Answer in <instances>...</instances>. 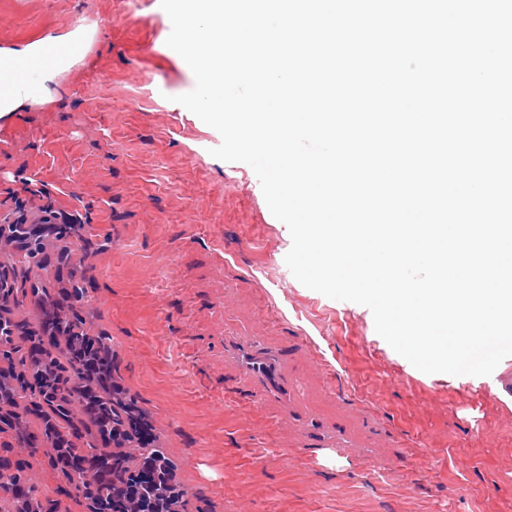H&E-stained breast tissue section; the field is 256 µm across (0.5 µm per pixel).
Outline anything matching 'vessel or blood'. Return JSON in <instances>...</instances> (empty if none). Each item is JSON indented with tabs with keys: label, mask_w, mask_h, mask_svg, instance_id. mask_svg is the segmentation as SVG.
Listing matches in <instances>:
<instances>
[{
	"label": "vessel or blood",
	"mask_w": 512,
	"mask_h": 512,
	"mask_svg": "<svg viewBox=\"0 0 512 512\" xmlns=\"http://www.w3.org/2000/svg\"><path fill=\"white\" fill-rule=\"evenodd\" d=\"M224 356L237 366L250 385L256 386L253 405L278 404L294 414L308 447L341 453L353 446L345 424L326 425L310 414L299 412L296 400L303 391V381L300 374L290 368L286 355L257 341L245 340L226 345Z\"/></svg>",
	"instance_id": "b4317fda"
}]
</instances>
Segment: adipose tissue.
Here are the masks:
<instances>
[{
  "instance_id": "adipose-tissue-1",
  "label": "adipose tissue",
  "mask_w": 512,
  "mask_h": 512,
  "mask_svg": "<svg viewBox=\"0 0 512 512\" xmlns=\"http://www.w3.org/2000/svg\"><path fill=\"white\" fill-rule=\"evenodd\" d=\"M86 36L46 35L19 48H0V116L50 97L56 76L83 54Z\"/></svg>"
}]
</instances>
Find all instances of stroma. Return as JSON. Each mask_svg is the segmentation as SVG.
Returning a JSON list of instances; mask_svg holds the SVG:
<instances>
[{"instance_id":"35a3bbf8","label":"stroma","mask_w":512,"mask_h":512,"mask_svg":"<svg viewBox=\"0 0 512 512\" xmlns=\"http://www.w3.org/2000/svg\"><path fill=\"white\" fill-rule=\"evenodd\" d=\"M79 28L50 99L0 117V216L49 206L100 244L88 301L183 512H512V356L478 379L419 375L369 308L296 280L253 169L213 157L219 133L174 101L195 78L160 0H0V48ZM240 337L306 341L307 407L356 433L372 418L371 460L310 452L279 406L250 409L224 359Z\"/></svg>"}]
</instances>
